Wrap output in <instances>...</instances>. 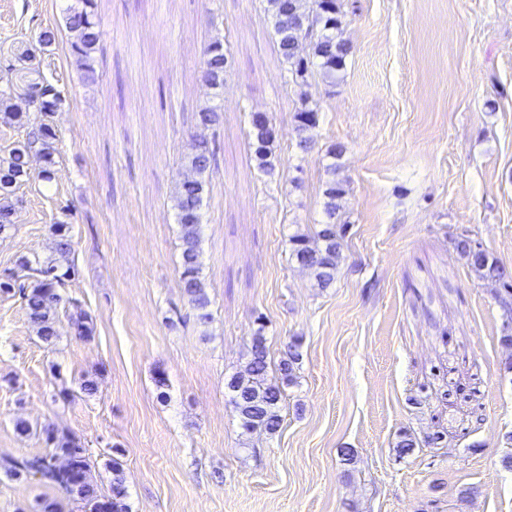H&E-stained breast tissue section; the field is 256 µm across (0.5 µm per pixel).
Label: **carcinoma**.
<instances>
[{"instance_id":"obj_1","label":"carcinoma","mask_w":512,"mask_h":512,"mask_svg":"<svg viewBox=\"0 0 512 512\" xmlns=\"http://www.w3.org/2000/svg\"><path fill=\"white\" fill-rule=\"evenodd\" d=\"M267 4L268 14L274 21L277 50L292 80L315 73L333 78L345 67L352 47L341 36L344 16L341 0H267ZM63 22L73 35L71 50L85 77L94 78V53L100 35L96 0H79L67 7ZM57 34L58 30L46 28L35 42L21 46L16 57L27 67L23 68L16 84L0 88V122L26 129L24 141L0 159V234L13 225L17 190L31 177V154L42 161L37 178L46 184L53 181L57 132L51 118L60 107L61 90L57 80L48 78L44 70L32 62L56 41ZM230 60V47L224 46L222 38L208 41L201 49L200 82L206 87L207 101L197 112V131L190 132L194 140L193 151L186 158L190 175L176 186L173 194L180 227L179 288L196 319L202 323L211 316V300L200 275V245L202 208L214 160L211 141L202 131L220 122L224 75ZM319 112V107L306 105L294 113V130L300 134L318 124ZM248 138L257 168L267 173L274 170L276 135L270 118L252 113ZM327 173L329 178L323 188L327 221L311 234L296 233L289 238L291 258L314 273L320 288H328L336 280L344 260L346 234L345 225L337 223L346 195L345 181L338 177L334 163L328 166ZM52 235L50 255L21 256L15 262L17 272L0 277V293L18 291L32 330L46 344L54 343L59 336L58 311L69 303L64 289L76 276L70 261L74 242L69 225L62 222L53 225ZM454 246L480 279L498 285L495 298L503 312L504 327H512V275L474 239L458 236ZM68 324L80 340L93 336V323L81 310L69 315ZM263 330L264 327H259L253 337L248 362L227 380L225 387L242 429L272 435L281 426L283 387L294 381L300 341L288 342L285 358L279 365V376L272 377ZM38 437L45 444L46 452L0 458V474L10 479L34 477L43 485L64 493L69 501L80 504L81 512H128L118 450H113L112 457L105 462L112 473V484L110 492L103 494L91 476L88 448L79 436L47 425L39 430Z\"/></svg>"}]
</instances>
